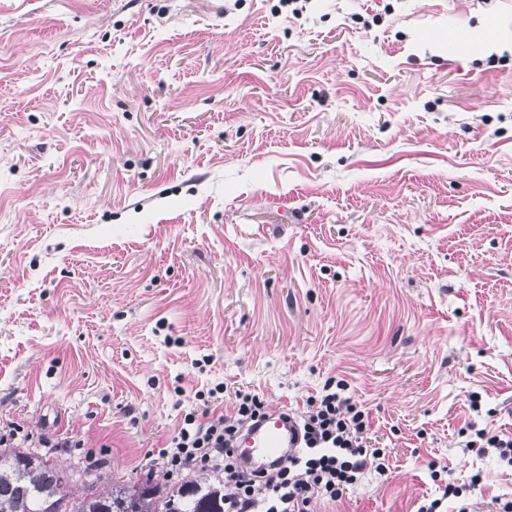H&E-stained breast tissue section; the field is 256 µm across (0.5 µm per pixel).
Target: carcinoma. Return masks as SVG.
<instances>
[{
	"instance_id": "carcinoma-1",
	"label": "carcinoma",
	"mask_w": 512,
	"mask_h": 512,
	"mask_svg": "<svg viewBox=\"0 0 512 512\" xmlns=\"http://www.w3.org/2000/svg\"><path fill=\"white\" fill-rule=\"evenodd\" d=\"M69 487L42 454L0 451V512H224V487L198 480L166 493L150 479L78 497Z\"/></svg>"
}]
</instances>
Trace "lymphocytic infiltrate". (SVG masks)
<instances>
[{
  "label": "lymphocytic infiltrate",
  "mask_w": 512,
  "mask_h": 512,
  "mask_svg": "<svg viewBox=\"0 0 512 512\" xmlns=\"http://www.w3.org/2000/svg\"><path fill=\"white\" fill-rule=\"evenodd\" d=\"M232 415L204 408L190 412L167 448L160 451L165 474L178 479L200 468L224 479V512H309L313 499L335 501L357 483L367 459H381L369 436V415L339 391L309 398L298 414L301 446L272 471L243 466L233 446L240 430L262 418L259 395L236 392Z\"/></svg>",
  "instance_id": "f902f5d3"
}]
</instances>
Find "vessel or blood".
Listing matches in <instances>:
<instances>
[{
  "mask_svg": "<svg viewBox=\"0 0 512 512\" xmlns=\"http://www.w3.org/2000/svg\"><path fill=\"white\" fill-rule=\"evenodd\" d=\"M288 415L287 406L275 407L267 412L263 420L240 435L236 446L242 451L240 459L244 465L269 459L275 461L298 447L299 442Z\"/></svg>",
  "mask_w": 512,
  "mask_h": 512,
  "instance_id": "obj_1",
  "label": "vessel or blood"
}]
</instances>
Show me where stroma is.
<instances>
[{"label": "stroma", "instance_id": "1", "mask_svg": "<svg viewBox=\"0 0 512 512\" xmlns=\"http://www.w3.org/2000/svg\"><path fill=\"white\" fill-rule=\"evenodd\" d=\"M473 0H0V438L164 480L196 392L368 460L310 512L512 501V56ZM482 475L472 486L473 475ZM504 26L498 17L490 16L474 32L482 34V40L487 45L488 50L512 52V35L509 39L503 31ZM476 440L466 443L467 448H477L479 452H485V448H494L502 460L512 464V438L501 437L485 429H479L476 433Z\"/></svg>", "mask_w": 512, "mask_h": 512}]
</instances>
